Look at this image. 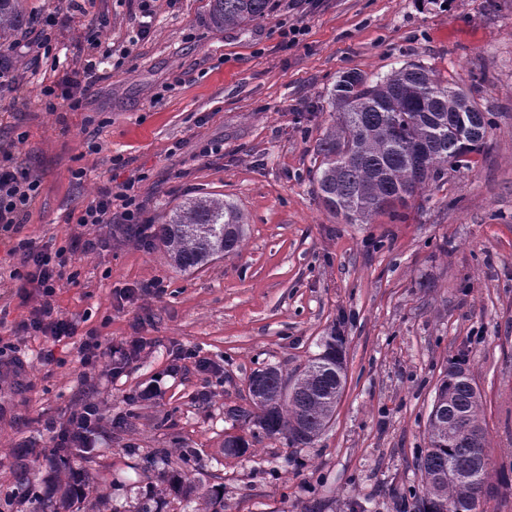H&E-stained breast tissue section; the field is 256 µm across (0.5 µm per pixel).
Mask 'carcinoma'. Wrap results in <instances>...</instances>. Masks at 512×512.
<instances>
[{"instance_id":"carcinoma-1","label":"carcinoma","mask_w":512,"mask_h":512,"mask_svg":"<svg viewBox=\"0 0 512 512\" xmlns=\"http://www.w3.org/2000/svg\"><path fill=\"white\" fill-rule=\"evenodd\" d=\"M270 0H209L214 27H238L268 15ZM26 0H0V39L23 25ZM336 118L320 138L315 170L318 196L332 213L349 224H369L380 213L395 214L405 197L422 193L446 171L466 167L469 156L488 147L492 112L471 90L441 78L421 63H408L384 77L359 71L340 76L331 94ZM420 153L424 170L413 167ZM245 215L221 194L194 196L158 225L155 237L181 271L198 269L214 257L238 250ZM340 337L331 332L322 356L313 358L293 386L284 389L282 375L265 367L250 376L252 408L236 416L269 437L291 447L313 442L327 427L346 383ZM435 400L448 410V427L461 432L448 437L428 421L422 512H468L471 503L493 497L487 440L480 423V394L463 363L448 364ZM82 449L57 448L49 463L69 464ZM86 485L73 483L59 500L54 494L34 496L39 512L71 508Z\"/></svg>"}]
</instances>
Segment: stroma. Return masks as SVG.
Returning <instances> with one entry per match:
<instances>
[{
  "label": "stroma",
  "mask_w": 512,
  "mask_h": 512,
  "mask_svg": "<svg viewBox=\"0 0 512 512\" xmlns=\"http://www.w3.org/2000/svg\"><path fill=\"white\" fill-rule=\"evenodd\" d=\"M271 0L267 17L216 29L208 0H28L21 29L0 44V161L40 181L20 236L76 250L56 305L78 335L52 345L15 333L30 308L10 277L13 240L0 230V490L27 465L36 487L85 475L79 512H420L418 465L436 387L463 359L482 401L493 473L485 512H512V0ZM304 26L283 47L290 25ZM48 35L51 52L27 49ZM96 63L102 78L78 110L41 101L40 89ZM419 62L462 86L494 114L490 146L410 198L398 217L349 224L313 182L329 95L356 70L384 76ZM98 151H89V144ZM215 151L201 155L203 145ZM84 169L74 179L75 169ZM139 177L152 224L190 196L234 201L247 224L238 252L175 269L158 243L120 224L79 226L100 190ZM157 282L161 296L122 292ZM345 338L347 383L311 444L289 447L240 420L249 378L279 369L293 384L332 330ZM143 349L120 376L103 359L82 366L81 339ZM199 351L169 374L176 348ZM52 350V361L42 358ZM92 402L100 421L89 449L52 470L40 420ZM230 437L247 446L231 453ZM193 449L196 465L178 457ZM196 486L169 488L173 472Z\"/></svg>",
  "instance_id": "obj_1"
}]
</instances>
